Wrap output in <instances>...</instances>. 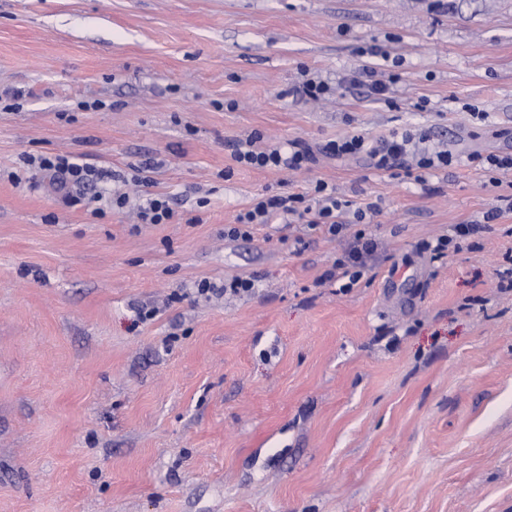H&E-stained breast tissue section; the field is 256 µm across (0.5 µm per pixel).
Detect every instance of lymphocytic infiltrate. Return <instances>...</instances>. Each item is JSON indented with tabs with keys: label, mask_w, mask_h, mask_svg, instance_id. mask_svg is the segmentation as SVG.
<instances>
[{
	"label": "lymphocytic infiltrate",
	"mask_w": 512,
	"mask_h": 512,
	"mask_svg": "<svg viewBox=\"0 0 512 512\" xmlns=\"http://www.w3.org/2000/svg\"><path fill=\"white\" fill-rule=\"evenodd\" d=\"M235 165L281 172L308 170L318 155L336 158L357 156L366 158L374 170L389 177H415L424 182L426 173L445 170L453 165L451 151L433 142L428 131H392L371 136L356 132L343 138L328 141L320 148H312L306 142L294 140L288 146L269 144L260 131H252L246 138L231 145ZM28 167L45 172L53 178L61 202L74 206L83 202L86 190H93L97 206L94 216H105L107 210L123 208L126 197H104L97 192L98 183L108 178V171L72 162L59 154L25 156ZM376 203L363 205L338 196L335 187L318 180L302 192H268L255 197L251 205L240 212L233 224L224 229L225 236L251 239L256 225L270 224L280 219L284 223L301 222L309 229L321 231L334 238H347L348 247L343 258L336 260L324 275V280L343 282L345 287L357 285L364 275L366 260L377 249L374 239L362 232H350L351 223H363L366 215L375 213Z\"/></svg>",
	"instance_id": "1"
}]
</instances>
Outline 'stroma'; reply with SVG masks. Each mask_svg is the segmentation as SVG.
<instances>
[{"label":"stroma","mask_w":512,"mask_h":512,"mask_svg":"<svg viewBox=\"0 0 512 512\" xmlns=\"http://www.w3.org/2000/svg\"><path fill=\"white\" fill-rule=\"evenodd\" d=\"M365 63L398 72L392 102L284 94L298 66ZM420 128L457 157L424 184L229 148ZM475 150L512 155V0H0V512H512V212L422 249L500 206ZM43 152L145 179L185 221L9 180ZM319 179L379 206L351 288L320 280L344 241L224 235ZM234 277L254 292H195ZM232 158L240 166L256 169H271L281 172L310 170L317 156L312 146L304 141L288 142V149L267 142L264 134L254 130L244 139L231 145ZM475 231L476 226L474 224H457L454 227V237L447 235L440 236L437 239L435 246H432L430 243H425L424 249L431 251L433 259L443 258L448 254V246L453 242L454 238L459 241H464Z\"/></svg>","instance_id":"35a3bbf8"}]
</instances>
